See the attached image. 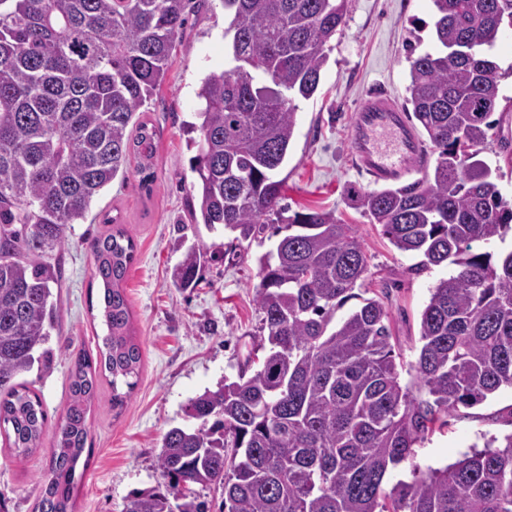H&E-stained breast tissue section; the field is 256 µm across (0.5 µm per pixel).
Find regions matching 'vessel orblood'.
Instances as JSON below:
<instances>
[{
  "instance_id": "vessel-or-blood-1",
  "label": "vessel or blood",
  "mask_w": 512,
  "mask_h": 512,
  "mask_svg": "<svg viewBox=\"0 0 512 512\" xmlns=\"http://www.w3.org/2000/svg\"><path fill=\"white\" fill-rule=\"evenodd\" d=\"M349 137L359 167L376 182L414 175L425 157L402 107L383 91L359 101Z\"/></svg>"
}]
</instances>
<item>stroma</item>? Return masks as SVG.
Segmentation results:
<instances>
[{"mask_svg":"<svg viewBox=\"0 0 512 512\" xmlns=\"http://www.w3.org/2000/svg\"><path fill=\"white\" fill-rule=\"evenodd\" d=\"M432 38L431 0H348L346 23L328 46L317 92L296 101L294 137L277 172L284 181L281 212L269 217V232L235 247L232 234L191 223L188 212L197 182L191 159L201 138L194 127L201 107L197 92L205 75L224 69L223 4L191 0L166 81L140 114L157 132L151 192L140 190L136 171H129L127 179H115L94 198L86 223L71 225L64 245L52 254L62 269L53 297L63 314L50 340L54 359L47 372L34 369L20 377L41 395L47 428L38 449L21 459L12 456L0 436V512H34L55 427L69 396L71 354L80 349L97 354L98 338L106 332L89 242L106 233L110 219L136 244L125 288L142 365L121 415L112 411L106 384L91 409L93 450L78 487L76 512H123L131 492L156 488L161 481L157 457L162 438L171 427L185 424L187 401L222 380H237L246 358L262 360L258 260L274 250V228L294 213L332 210L354 225L372 273L363 288L387 305L392 343L401 355L400 382L412 384L420 314L431 288L453 269L443 264L409 273L415 256L397 250L380 225L349 200L350 188L366 191L375 184L355 165L348 129L358 100L370 87L382 86L397 100L405 99L412 56L428 50ZM481 157L496 169L497 186L512 201V137L493 135ZM181 241L208 255L194 288L173 283ZM228 249L235 250V258L225 257ZM511 406L509 388L480 405L460 409L447 428L417 445V463L445 466L483 447L491 437L512 432L496 419Z\"/></svg>","mask_w":512,"mask_h":512,"instance_id":"obj_1","label":"stroma"}]
</instances>
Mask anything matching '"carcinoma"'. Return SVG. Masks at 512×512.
<instances>
[{"mask_svg": "<svg viewBox=\"0 0 512 512\" xmlns=\"http://www.w3.org/2000/svg\"><path fill=\"white\" fill-rule=\"evenodd\" d=\"M187 2L0 0V429L16 457L38 448L48 421L41 397L15 382L54 357L62 312L51 285L61 271L46 254L131 159L151 190L155 129L138 113L165 83ZM432 4L436 45L411 61L405 104L438 150L435 165L352 199L398 250L420 257L411 273L456 267L421 313L413 384L400 383L381 298L336 319L370 273L353 225L333 210L296 212L275 253L259 259L261 365L188 400L197 425L169 429L157 457L165 490L130 494L124 512H208L193 484L220 492V512H512V433L444 467L413 464L415 446L460 408L512 388V250H475L512 229V204L479 158L512 75L491 57L512 30V0ZM224 16L229 69L200 88L189 211L242 242L278 213L274 174L288 157L295 98L317 91L346 0H224ZM92 254L106 334L97 358L72 355L35 512H75L101 380L120 414L141 369L124 288L135 243L115 226ZM200 260L186 249L177 287L193 284ZM404 463L411 479L390 483Z\"/></svg>", "mask_w": 512, "mask_h": 512, "instance_id": "carcinoma-1", "label": "carcinoma"}]
</instances>
